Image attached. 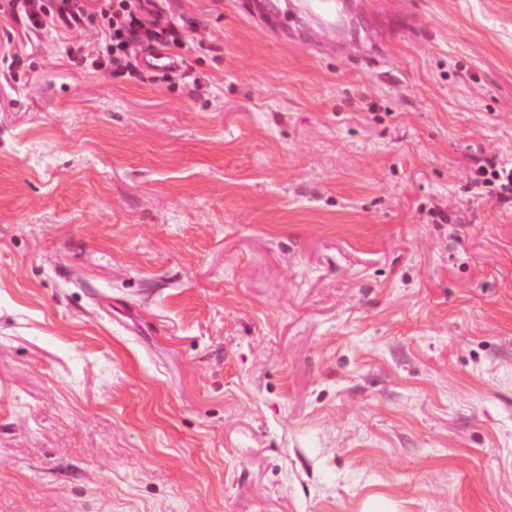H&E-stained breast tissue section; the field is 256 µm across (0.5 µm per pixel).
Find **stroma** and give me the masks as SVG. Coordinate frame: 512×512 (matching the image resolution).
<instances>
[{"instance_id":"35a3bbf8","label":"stroma","mask_w":512,"mask_h":512,"mask_svg":"<svg viewBox=\"0 0 512 512\" xmlns=\"http://www.w3.org/2000/svg\"><path fill=\"white\" fill-rule=\"evenodd\" d=\"M271 1L0 12V512H512V0ZM7 1L12 16L31 30H40L47 25L71 31L100 30L104 35V46L90 62L94 70L129 69L126 58L136 46L157 55L161 53L159 47L176 43L182 37L179 26L170 19H162L160 14L151 21L144 18L146 13L152 14L147 8L153 5L152 0ZM89 2H95V5L91 6ZM480 171L482 177L478 183L485 189V195L489 199H505L508 195L512 197V168H498L493 162H489Z\"/></svg>"}]
</instances>
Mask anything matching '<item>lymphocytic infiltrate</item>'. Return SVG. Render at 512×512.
I'll list each match as a JSON object with an SVG mask.
<instances>
[{
	"label": "lymphocytic infiltrate",
	"mask_w": 512,
	"mask_h": 512,
	"mask_svg": "<svg viewBox=\"0 0 512 512\" xmlns=\"http://www.w3.org/2000/svg\"><path fill=\"white\" fill-rule=\"evenodd\" d=\"M11 13L27 27L49 25L71 31L100 30L104 44L90 65L96 70L128 68L131 51L138 46L151 51L177 42L178 25L170 19L146 13L152 0H8Z\"/></svg>",
	"instance_id": "f902f5d3"
}]
</instances>
